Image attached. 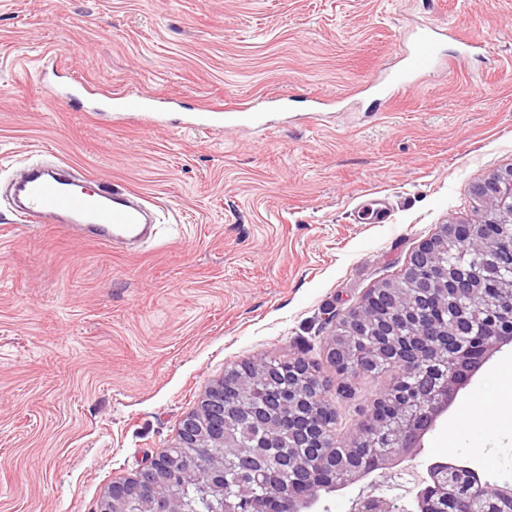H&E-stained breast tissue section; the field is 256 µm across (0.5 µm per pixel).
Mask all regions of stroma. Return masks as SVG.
I'll use <instances>...</instances> for the list:
<instances>
[{"mask_svg": "<svg viewBox=\"0 0 512 512\" xmlns=\"http://www.w3.org/2000/svg\"><path fill=\"white\" fill-rule=\"evenodd\" d=\"M425 25L483 50L446 41L453 74L385 108L371 84ZM77 80L102 95L60 101ZM116 88L153 94L161 122L107 112ZM269 94L287 110L233 109ZM44 157L159 216L127 255L20 223L0 196V512H96L225 369L301 357L333 375L334 317L475 219L476 184L512 168V0H0V185ZM373 198L388 217L366 224ZM506 361L512 344L402 467L453 456L512 482V401L479 405ZM352 383L347 436L389 379Z\"/></svg>", "mask_w": 512, "mask_h": 512, "instance_id": "1", "label": "stroma"}]
</instances>
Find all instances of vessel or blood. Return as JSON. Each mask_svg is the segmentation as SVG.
<instances>
[{"label": "vessel or blood", "mask_w": 512, "mask_h": 512, "mask_svg": "<svg viewBox=\"0 0 512 512\" xmlns=\"http://www.w3.org/2000/svg\"><path fill=\"white\" fill-rule=\"evenodd\" d=\"M446 32L425 27L403 39L400 67L389 71L374 83L384 101H391L411 91L419 78L452 70L453 64L441 48ZM115 112H148V96H132L112 91L109 97ZM12 192L20 217L35 224H49L60 231H79L85 238L106 242L139 241L152 236L147 200L129 191L99 188L81 190L79 179L63 174L48 163L28 165L12 182Z\"/></svg>", "instance_id": "vessel-or-blood-1"}]
</instances>
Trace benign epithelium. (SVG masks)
Wrapping results in <instances>:
<instances>
[{
  "instance_id": "7a95c632",
  "label": "benign epithelium",
  "mask_w": 512,
  "mask_h": 512,
  "mask_svg": "<svg viewBox=\"0 0 512 512\" xmlns=\"http://www.w3.org/2000/svg\"><path fill=\"white\" fill-rule=\"evenodd\" d=\"M475 195L485 216L483 224H448L435 237L412 253L401 281L370 289L360 304L343 314L339 332L332 338L330 363L336 378L346 377L359 364H348L345 343L348 336H361L371 348L387 357L399 369L389 387L397 416L383 412L391 405L378 395L370 413L357 424V435H374L372 446L363 455L338 445L329 427L333 421L332 400L327 396L326 379L308 362H291L290 377L296 387L265 406L245 411L244 418L268 434L256 447H239L232 464L271 488L269 496L224 500L226 463L220 455L235 438L224 419L232 416L224 401V380L208 387L198 410L187 416L178 430V448H194L196 453L179 470L167 463V452L151 458L134 475L112 482L98 505V512H129V504L139 502V512H186L174 487L185 482L199 484L208 494L224 502V512H305L318 500L295 494L298 487L312 484L315 468L324 470L336 487L345 486L374 472L387 481L402 477L389 471L393 457L422 447L423 437L454 403L460 390L501 346L512 342V261L498 258L496 288L484 285L477 265L436 263L448 241L469 240L478 253H499L498 244L487 225L512 223V168L494 174L475 187ZM489 306L481 317L475 309ZM448 311V324L440 328L428 322L407 335L393 333L394 322L417 324L431 318L434 310ZM288 422L291 443L284 447L275 438L282 422ZM415 512H512V483L476 482L474 468L448 469L445 464L427 467L421 474ZM353 512H393L385 496L362 495Z\"/></svg>"
}]
</instances>
